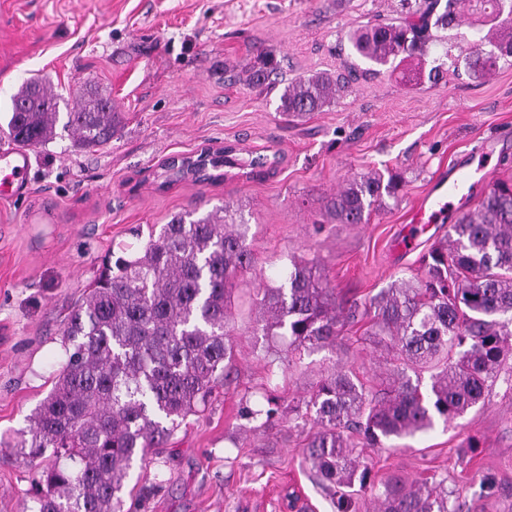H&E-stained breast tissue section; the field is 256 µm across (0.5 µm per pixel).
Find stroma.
I'll list each match as a JSON object with an SVG mask.
<instances>
[{"mask_svg":"<svg viewBox=\"0 0 512 512\" xmlns=\"http://www.w3.org/2000/svg\"><path fill=\"white\" fill-rule=\"evenodd\" d=\"M398 0H0V113L32 75L62 94L110 98L122 122L93 150L67 131L30 149L25 192L0 197V512L31 503L30 469L9 437L26 425L65 359L67 317L108 257L132 254L169 215L230 205L249 226L252 267L231 298L234 368L204 412L189 416L147 467L148 501L123 512H336L305 460L312 418L291 408L336 369L384 388L392 352L346 326L337 349L298 353L287 337L255 329L252 298L282 281L287 256L317 259L339 298L368 302L422 274V252L396 240L415 200L442 170L490 141L491 181H512V66L492 76L405 83L353 55L358 26L396 15ZM278 65L275 85L254 86L259 54ZM325 72L351 83L323 111L292 120L284 86ZM233 147L223 180L162 186L170 157ZM277 155L271 168L252 167ZM371 171L398 174L396 201L365 224H321L327 198ZM281 356L270 364L266 350ZM279 400L274 424L254 427L243 406ZM377 479L421 483L446 476L462 512H512V383L499 379L479 404L427 432L366 452Z\"/></svg>","mask_w":512,"mask_h":512,"instance_id":"1","label":"stroma"}]
</instances>
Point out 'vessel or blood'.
<instances>
[{"mask_svg":"<svg viewBox=\"0 0 512 512\" xmlns=\"http://www.w3.org/2000/svg\"><path fill=\"white\" fill-rule=\"evenodd\" d=\"M29 166L30 156L26 151L16 148L0 153V194L8 197L26 188ZM488 179V174L480 169L465 165L438 179L435 190L424 195L413 207L412 223L400 239V247L413 249L431 225L442 223L449 210L463 207L475 188Z\"/></svg>","mask_w":512,"mask_h":512,"instance_id":"vessel-or-blood-1","label":"vessel or blood"}]
</instances>
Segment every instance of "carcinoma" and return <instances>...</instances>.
Segmentation results:
<instances>
[{
  "instance_id": "cac0c4a2",
  "label": "carcinoma",
  "mask_w": 512,
  "mask_h": 512,
  "mask_svg": "<svg viewBox=\"0 0 512 512\" xmlns=\"http://www.w3.org/2000/svg\"><path fill=\"white\" fill-rule=\"evenodd\" d=\"M400 17L368 22L349 37L352 52L417 82L428 45L443 46L430 73L439 79L460 70L479 77L512 59V0H399ZM448 32L438 36L432 30ZM258 58L252 82L272 71ZM340 80L316 73L285 86L277 110L303 118L330 105ZM62 96L39 77L12 99L0 131L20 148L56 135ZM76 147L108 143L120 123L108 99L91 96L65 113ZM225 151L197 180L224 178ZM400 187L395 176H355L328 198L325 215L337 224H362ZM248 225L229 206L196 216L182 212L151 229L136 254L106 262L75 304L62 338L66 359L54 385L28 418L15 449L32 466L35 512H123L125 481L173 436L188 416L206 409L234 360L229 305L238 277L252 262ZM423 274L401 278L369 302L342 301L314 262L289 257L278 286L261 289L257 325L265 336H288L294 349L336 348L345 326L369 318L373 336L414 370L431 372L421 389L397 373L379 395L353 371L322 378L299 417L314 415L306 459L318 482L333 492L337 512H357L352 488L375 491L380 512H456L448 505L447 478L415 487L391 475L377 483L360 449L413 436L448 422L483 399L512 349V183H497L478 207L448 230L444 244L421 258ZM279 411L242 410L247 420Z\"/></svg>"
}]
</instances>
